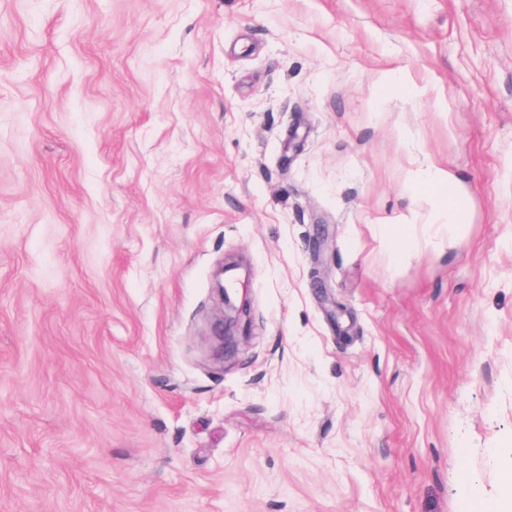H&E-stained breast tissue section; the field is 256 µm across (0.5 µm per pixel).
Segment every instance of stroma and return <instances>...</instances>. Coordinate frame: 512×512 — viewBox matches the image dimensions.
<instances>
[{
    "label": "stroma",
    "mask_w": 512,
    "mask_h": 512,
    "mask_svg": "<svg viewBox=\"0 0 512 512\" xmlns=\"http://www.w3.org/2000/svg\"><path fill=\"white\" fill-rule=\"evenodd\" d=\"M508 468L512 0H0V512H512ZM241 266L237 263H226L215 274L214 289L224 305V314L220 321L223 326L222 352L234 346L239 337L247 336L249 315L244 302L239 301L233 288H227L226 282L240 281ZM225 275V277H224ZM225 280V285H224Z\"/></svg>",
    "instance_id": "35a3bbf8"
}]
</instances>
